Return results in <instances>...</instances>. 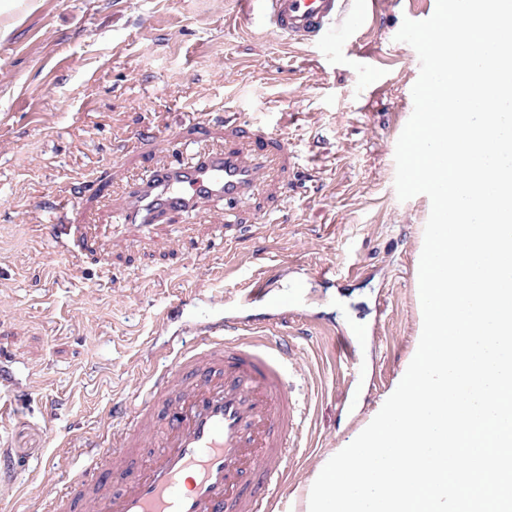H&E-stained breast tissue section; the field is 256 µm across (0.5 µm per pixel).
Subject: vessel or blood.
<instances>
[{"mask_svg": "<svg viewBox=\"0 0 512 512\" xmlns=\"http://www.w3.org/2000/svg\"><path fill=\"white\" fill-rule=\"evenodd\" d=\"M252 15L289 40L323 39L359 0H243ZM230 143L195 165L167 164L125 201L123 223L151 225L215 200L239 201L260 179L262 160L288 153L282 133ZM150 373L136 404H114L112 432L92 462L44 512H271L300 423L284 339L264 327L202 322ZM153 439L158 450L147 449Z\"/></svg>", "mask_w": 512, "mask_h": 512, "instance_id": "vessel-or-blood-1", "label": "vessel or blood"}]
</instances>
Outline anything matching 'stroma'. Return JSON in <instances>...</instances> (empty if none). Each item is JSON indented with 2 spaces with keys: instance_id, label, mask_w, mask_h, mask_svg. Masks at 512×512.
I'll return each instance as SVG.
<instances>
[{
  "instance_id": "obj_1",
  "label": "stroma",
  "mask_w": 512,
  "mask_h": 512,
  "mask_svg": "<svg viewBox=\"0 0 512 512\" xmlns=\"http://www.w3.org/2000/svg\"><path fill=\"white\" fill-rule=\"evenodd\" d=\"M436 0H376L362 27L288 42L239 0H25L0 15V512H33L86 464L82 441L112 423L147 364L168 362L189 325L292 317L294 393L304 417L277 496L306 512L322 461L393 393L422 332L418 269L431 203L399 201L396 142L420 64L396 41ZM288 138V182L251 200L169 215L151 231L116 204L154 171L220 150L233 125ZM86 224L58 255L59 202ZM267 280L270 300L238 308ZM354 346L359 375L342 360Z\"/></svg>"
}]
</instances>
